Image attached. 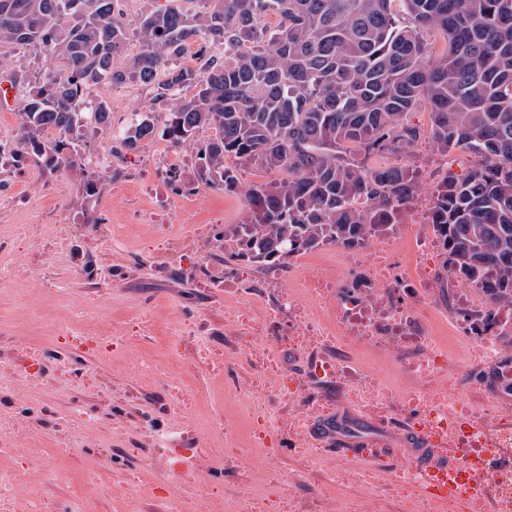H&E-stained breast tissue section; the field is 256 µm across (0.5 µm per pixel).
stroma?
<instances>
[{
  "instance_id": "obj_1",
  "label": "stroma",
  "mask_w": 512,
  "mask_h": 512,
  "mask_svg": "<svg viewBox=\"0 0 512 512\" xmlns=\"http://www.w3.org/2000/svg\"><path fill=\"white\" fill-rule=\"evenodd\" d=\"M112 123L125 125L131 108L165 112L169 102H151L134 82L107 86ZM421 168L416 200L389 239L393 263L411 271L415 252L408 231L424 221L430 198L444 173L466 174L478 159L460 150L440 156L420 143L412 156ZM82 174L57 175L53 190L38 192L31 179H16L15 220L35 223L49 212L39 246L10 240L0 223V240L29 266L42 269L56 290L27 282L0 283V471L11 474L12 494L0 512H29L41 502L47 512H166V497H206L211 512H432L416 485L403 479L399 425L422 433V411L404 406L403 393L420 398L425 382L403 357L361 344L350 355L360 381L314 379L308 356L316 344L304 327L333 315L335 299H311L307 290L321 276L350 283L351 270L338 266L332 245L288 261L280 289L257 287L252 265L225 269L224 229L238 223L243 198L216 189L200 195L171 194L168 221L144 223L152 196L144 175L130 171L96 203L99 224L73 223L88 206ZM180 241L183 263L166 259ZM234 275L238 290L223 286ZM298 299L307 326L281 324L275 340L258 329L269 317L277 292ZM458 298L446 282L434 289L423 323L432 344L446 357L439 384L458 388L467 406L494 405L512 415V395L494 371L470 357V339L452 327ZM151 339L134 338L141 321ZM201 324L202 336L171 339L176 322ZM77 325L94 337L111 330L121 347L105 351L71 346L64 334ZM209 348L214 364H202ZM41 375L29 382L30 357ZM163 364L151 377L137 374L143 360ZM301 380L304 394L284 397L280 380ZM260 412L274 427V456L252 448L249 419ZM376 443L383 458L366 460L357 451ZM193 448L202 467L194 481L177 478L179 449ZM43 475L32 480L24 463ZM92 485L111 487L88 497Z\"/></svg>"
}]
</instances>
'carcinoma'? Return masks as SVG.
Returning <instances> with one entry per match:
<instances>
[{"mask_svg": "<svg viewBox=\"0 0 512 512\" xmlns=\"http://www.w3.org/2000/svg\"><path fill=\"white\" fill-rule=\"evenodd\" d=\"M149 2L132 24L114 0H0V66L26 48L59 62L19 109L17 161L51 176L82 166L71 132L88 117L106 127L112 112L73 101L133 81L173 108L139 115L122 143L193 148L192 180L172 170L167 185L243 194L244 218L224 230L230 258L266 272L392 232L420 171L384 157H410L423 140L470 152L481 163L443 178L426 221L448 278L492 307L512 303V0H203L192 12ZM132 39L137 53L112 67ZM424 107L426 128L408 120ZM244 167L283 177L245 188Z\"/></svg>", "mask_w": 512, "mask_h": 512, "instance_id": "obj_1", "label": "carcinoma"}]
</instances>
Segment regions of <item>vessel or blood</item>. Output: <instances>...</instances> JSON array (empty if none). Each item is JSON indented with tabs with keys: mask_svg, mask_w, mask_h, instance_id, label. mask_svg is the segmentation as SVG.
Instances as JSON below:
<instances>
[{
	"mask_svg": "<svg viewBox=\"0 0 512 512\" xmlns=\"http://www.w3.org/2000/svg\"><path fill=\"white\" fill-rule=\"evenodd\" d=\"M444 441L441 435H419L414 439L421 454L408 457L407 462L425 475V492L441 503L463 493L469 499L473 512H488L493 478L503 468L512 465V448L500 447L491 439L485 452L476 455L466 436L462 435L456 440L453 456L442 462L435 448Z\"/></svg>",
	"mask_w": 512,
	"mask_h": 512,
	"instance_id": "obj_1",
	"label": "vessel or blood"
}]
</instances>
